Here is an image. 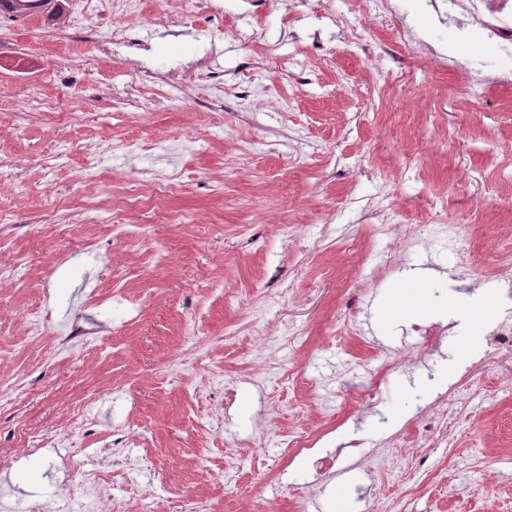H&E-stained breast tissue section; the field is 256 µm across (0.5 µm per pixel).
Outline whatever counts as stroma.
Listing matches in <instances>:
<instances>
[{"label": "stroma", "mask_w": 512, "mask_h": 512, "mask_svg": "<svg viewBox=\"0 0 512 512\" xmlns=\"http://www.w3.org/2000/svg\"><path fill=\"white\" fill-rule=\"evenodd\" d=\"M91 0H60L62 19L43 15L0 30V205L13 222L0 254L24 253L29 288L0 292V384L24 393L0 414V496L13 512H88L80 477L62 453L10 454L18 422L64 430L85 402L94 431L133 414L136 438L111 467L118 504L149 512H251L241 492L265 487L275 512H512V399L484 392L459 445L430 449L424 469L392 461L366 469L356 454L383 447L418 406L447 391L482 357L507 314L489 278L506 246L489 225H512V57L479 25L458 26L446 0H195L168 20L164 0H144L130 32L137 46L102 59L100 44L125 25L100 6V27L78 22ZM210 55L207 77L175 90L164 74ZM41 112L23 119L31 95ZM176 177L175 209L193 224L121 213L144 243L116 245L108 225L85 249H44L39 227L61 203L91 195L120 201L131 181ZM420 227L389 241L388 217ZM473 225L469 269L443 227ZM397 264H390L389 244ZM420 321L385 301L422 270ZM146 297L128 334L112 288ZM486 292L489 311L470 320L457 305ZM48 313L50 333L30 336L24 310ZM357 312L366 334L403 350L416 324L442 332L430 358L399 362L373 396L382 359L331 333ZM97 335L75 338V324ZM273 325L280 339L262 343ZM259 369L257 391L240 376ZM290 367L303 388L278 375ZM191 379L197 395L182 391ZM239 379L221 410L226 380ZM331 414L325 452L338 472L311 489L301 462L285 465L281 433ZM252 437L255 452L233 443ZM231 483L214 485L209 471ZM501 483L496 499L484 489Z\"/></svg>", "instance_id": "35a3bbf8"}]
</instances>
